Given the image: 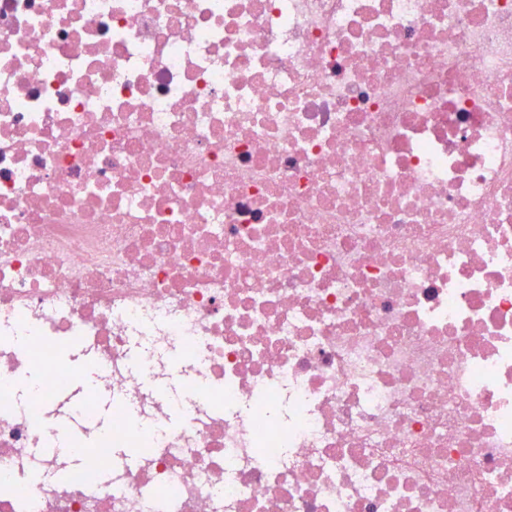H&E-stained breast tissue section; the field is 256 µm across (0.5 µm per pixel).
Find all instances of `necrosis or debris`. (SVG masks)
Wrapping results in <instances>:
<instances>
[{"label":"necrosis or debris","instance_id":"necrosis-or-debris-1","mask_svg":"<svg viewBox=\"0 0 512 512\" xmlns=\"http://www.w3.org/2000/svg\"><path fill=\"white\" fill-rule=\"evenodd\" d=\"M0 463V512H512V0H0Z\"/></svg>","mask_w":512,"mask_h":512}]
</instances>
